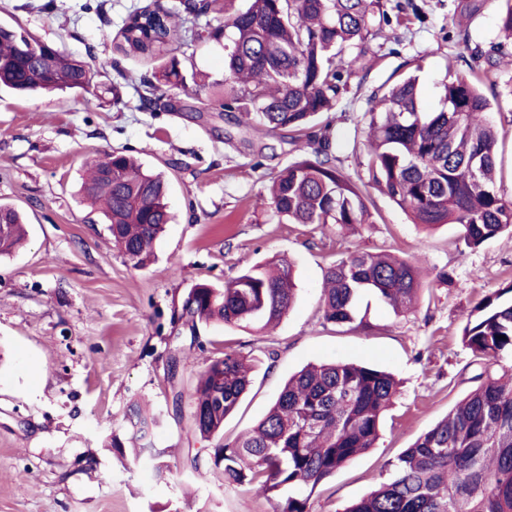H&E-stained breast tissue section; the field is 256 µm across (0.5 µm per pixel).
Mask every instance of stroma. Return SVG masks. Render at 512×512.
Segmentation results:
<instances>
[{
    "label": "stroma",
    "mask_w": 512,
    "mask_h": 512,
    "mask_svg": "<svg viewBox=\"0 0 512 512\" xmlns=\"http://www.w3.org/2000/svg\"><path fill=\"white\" fill-rule=\"evenodd\" d=\"M417 6L398 42L378 48L371 68L351 76L329 122L342 171L357 177L366 156L351 121L403 64L416 68L422 101L437 107L447 72L467 74L474 47L498 45L492 122L503 129L497 189L512 200V38L498 27L507 0H410ZM179 0H0V23H20L74 58L113 57L103 31L138 8L170 10ZM182 15L172 43L184 85L161 86L144 107L154 60L124 57L96 69L86 90L26 98L0 92V203L25 216L28 236L0 257V512H271L249 485L201 478L189 459L203 445L190 426L192 403L169 418L172 386L196 382L224 340L252 360V386L224 422L225 440L251 428L288 376L309 363L355 362L399 382L381 435L369 451L312 494L309 512H341L374 490L394 461L472 389L481 370L461 340L473 306L512 283V237L471 249L455 224H412L377 189L370 224H277L264 204L273 174L296 153L286 139L237 126L211 104L224 85V45L200 38L205 25ZM121 150L168 182L172 221L156 261L134 268L98 212L81 200L85 164ZM389 251L419 266L426 284L415 310L395 315L370 300L368 330L323 325L328 266L348 251ZM293 264L297 298L271 332L200 327L190 336L172 313L196 284L223 286L274 258ZM177 358L176 381L168 362ZM161 413L151 443L157 459L106 445L123 433L132 404ZM167 466L159 478L156 464Z\"/></svg>",
    "instance_id": "1"
}]
</instances>
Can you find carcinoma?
<instances>
[{
  "label": "carcinoma",
  "instance_id": "obj_1",
  "mask_svg": "<svg viewBox=\"0 0 512 512\" xmlns=\"http://www.w3.org/2000/svg\"><path fill=\"white\" fill-rule=\"evenodd\" d=\"M176 12L145 9L129 14L117 34L102 33L124 56L161 61L143 85L183 83L181 60L170 48ZM382 0H250L227 14L224 25L204 27L206 38L225 40L224 90L216 101L236 112L239 126L286 132L297 150L315 142L314 158L302 155L272 180L270 207L278 224H371L366 187L375 186L415 224H457L461 239L478 248L512 233V201L496 188L500 136L486 114L493 104L483 93L495 85V64L443 83L439 108L424 110L418 77L400 73L371 107L352 117L367 132L365 176L348 178L332 150L330 125L309 130L331 111L348 79L365 68L370 42L395 38L382 25ZM94 65L43 47L21 25L0 24V90L21 95L43 90L78 93L89 86ZM112 176H105L107 169ZM84 197L101 203L104 223L132 266L149 267L155 241L171 221L162 175L114 150L90 163ZM19 211L0 203V256L24 240ZM425 284L416 266L386 252L354 250L329 266L322 294L325 324L370 328L359 313L372 295L396 314L410 311ZM508 287L481 299L467 321L462 343L483 365L476 387L411 447L389 463V477L343 512H512V367L497 374L490 364L512 356V300ZM296 299L292 263L280 258L253 266L217 288L199 283L193 298L173 310L196 334L216 323L265 330L277 324ZM253 365L231 344L211 361L187 395L192 429L209 449L190 459L201 477L247 483L272 512H309L317 486L374 446L397 384L387 372L363 364H309L292 374L268 413L253 429L224 442V420L252 383ZM125 437L112 435L120 451L151 452L146 441L156 418L130 409Z\"/></svg>",
  "mask_w": 512,
  "mask_h": 512
}]
</instances>
